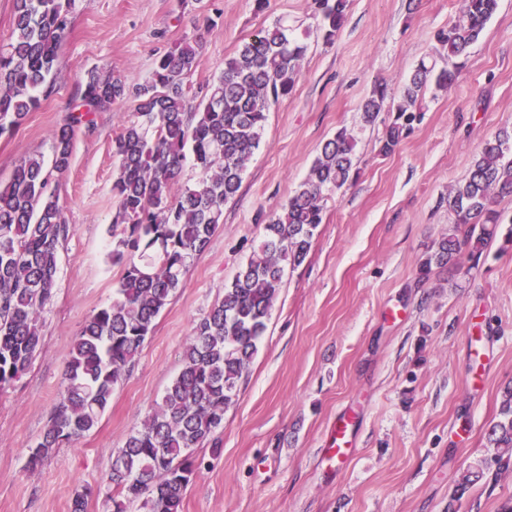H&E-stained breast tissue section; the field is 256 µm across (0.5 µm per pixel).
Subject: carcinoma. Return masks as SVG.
Instances as JSON below:
<instances>
[{
    "instance_id": "carcinoma-1",
    "label": "carcinoma",
    "mask_w": 512,
    "mask_h": 512,
    "mask_svg": "<svg viewBox=\"0 0 512 512\" xmlns=\"http://www.w3.org/2000/svg\"><path fill=\"white\" fill-rule=\"evenodd\" d=\"M9 42L0 46V137L12 134L51 92L61 44L72 26L75 0H14ZM317 30L330 43L346 19L348 0H314ZM499 0H463L461 16L438 34L446 65L423 59L398 100L385 105L377 86L360 105L373 125L385 110L384 150L392 151L413 123L429 88L452 85L457 60L466 56L496 13ZM201 38L159 55L150 79L127 88L121 76L86 73L74 110L52 134V172L71 165L76 131L95 129L93 115L127 98L134 119L112 140L117 172L112 192V263L123 267L112 303L93 313L72 346L65 389L39 439L29 448L36 467L64 444H75L99 422L115 387L155 320L181 287L190 260L201 253L224 220V205L239 191L247 163L259 148L271 105L292 94L307 53L305 39L277 23L259 31L225 60L224 70L191 92L187 81L200 62ZM356 138L345 129L325 142L305 180L281 211L270 216L249 259L223 297L195 323L182 368L141 424L115 454L104 479L112 512H181L183 495L203 460L193 450L218 446L224 412L257 353L285 270L302 264L324 219V192L339 190L358 175ZM199 170L193 185L180 186L186 163ZM43 161H22L0 183V393L31 364L42 345L41 313L53 302L58 248L72 228L50 189ZM512 197V125L487 140L468 176L448 192L453 227L420 263L477 262L496 237L502 213L495 205ZM497 449L469 466L460 492L490 475L512 471V392L488 429Z\"/></svg>"
}]
</instances>
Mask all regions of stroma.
Returning <instances> with one entry per match:
<instances>
[{"label":"stroma","instance_id":"35a3bbf8","mask_svg":"<svg viewBox=\"0 0 512 512\" xmlns=\"http://www.w3.org/2000/svg\"><path fill=\"white\" fill-rule=\"evenodd\" d=\"M461 0H349L334 43L315 33L312 0H76L52 93L12 134L0 137V182L30 157L51 163L50 134L77 103L92 69L127 87L147 82L157 53L203 40L194 84L212 80L244 41L282 21L309 50L293 93L267 114L260 148L205 250L116 386L98 425L75 445L27 466L65 385L75 337L108 305L121 276L112 248V139L130 103L77 131L69 171L51 187L72 232L59 249L55 296L43 342L0 395V512H107L98 488L133 429L182 367L189 334L224 294L253 241L258 215L280 210L339 129L358 140L359 174L324 194L325 218L305 261L287 270L267 329L218 432L219 451L196 449L202 468L182 512H500L512 474L457 495L463 470L494 455L486 430L512 387V226L500 225L474 268L420 262L454 221L449 189L483 143L512 123V0H500L456 82L425 95L419 123L390 154L384 112L363 126L359 106L377 83L398 96L417 64L439 58L440 30ZM214 26H205V17ZM351 412L355 454L343 467L320 450Z\"/></svg>","mask_w":512,"mask_h":512}]
</instances>
